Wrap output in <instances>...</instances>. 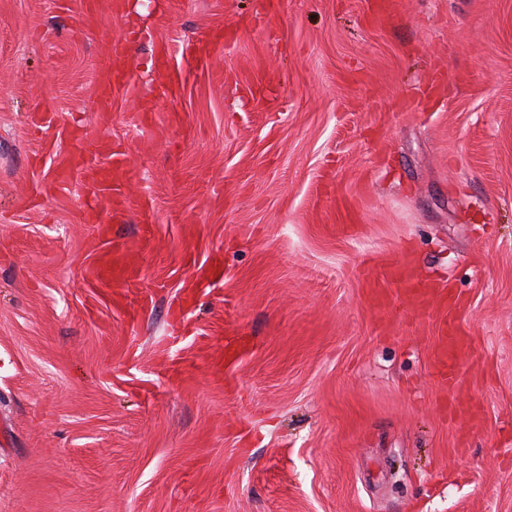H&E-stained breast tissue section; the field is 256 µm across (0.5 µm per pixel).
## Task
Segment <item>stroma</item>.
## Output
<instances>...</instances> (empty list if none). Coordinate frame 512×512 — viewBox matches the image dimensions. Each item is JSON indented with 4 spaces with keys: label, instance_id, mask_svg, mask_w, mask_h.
<instances>
[{
    "label": "stroma",
    "instance_id": "1",
    "mask_svg": "<svg viewBox=\"0 0 512 512\" xmlns=\"http://www.w3.org/2000/svg\"><path fill=\"white\" fill-rule=\"evenodd\" d=\"M86 1L0 0V512H512V0ZM72 129L137 170L112 227L153 295L132 319L86 282L83 174L50 189ZM217 253L185 307L186 256ZM404 254L462 299L456 397L447 307L372 304L367 258ZM229 302L249 344L218 379ZM217 43L215 37L211 38L210 33L203 32L200 37L195 40V43L189 42L184 48V55L187 62V72L191 73L193 70L204 69L207 67L205 60L200 57V45L211 47L212 44ZM130 71L124 65H117L113 68L112 78L101 85L97 91V102L100 107L108 108L112 105V93L115 87L126 84L130 79Z\"/></svg>",
    "mask_w": 512,
    "mask_h": 512
}]
</instances>
